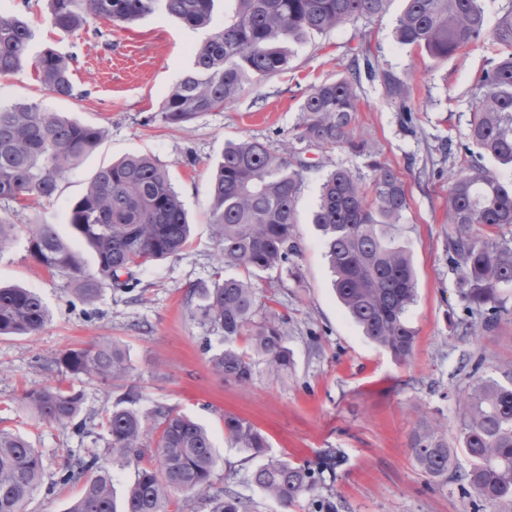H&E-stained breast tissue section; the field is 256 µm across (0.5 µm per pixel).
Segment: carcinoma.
Instances as JSON below:
<instances>
[{"label":"carcinoma","instance_id":"obj_1","mask_svg":"<svg viewBox=\"0 0 512 512\" xmlns=\"http://www.w3.org/2000/svg\"><path fill=\"white\" fill-rule=\"evenodd\" d=\"M233 17L195 50L192 67L175 83L160 107L163 122L177 125L206 112H218L235 100L244 85L288 67L295 48L312 33L335 29L353 17L377 18L391 0H235ZM395 28L396 41L436 59H448L485 40L504 48L485 69L473 92L468 143L459 149L470 160L448 179V223L454 225L449 259L455 266L461 298L479 322L464 321L470 335L493 331L509 314L502 290L512 287V181H502L482 163L488 158L512 169V11L488 31L482 0H404ZM214 0H48L51 26L71 34L95 19L130 24L162 6L189 27L212 21ZM33 34L21 16H0V77L27 61ZM41 82L55 95L71 97L70 59L47 48L35 60ZM388 94L406 104L410 85L387 73ZM359 67L326 80L306 95L303 123L294 138L324 148H356ZM93 126L44 112L36 102L0 106V200L22 204L55 196L66 173L100 144ZM310 165L293 154L270 150L250 140H231L213 164L211 224L220 262L210 281L192 286L197 302L191 317L222 335L224 348L206 345L212 371L239 384L252 381L256 367L271 375L288 370L285 318L267 312L252 279L294 274L297 254V200ZM409 209L405 184L389 164L374 160L369 183L346 167L327 173L314 212L334 277L336 295L364 336L396 359L412 356L416 331L408 320L417 280L410 253L387 238L382 226L401 223ZM76 238L97 256V269H83L74 247L52 224H34L31 253L48 272L65 271L77 283L74 294L85 302L104 287L134 288L133 269L174 257L189 247L190 224L169 172L155 159L128 155L100 168L86 193L69 208ZM241 268L245 277L224 275V266ZM49 321L37 292L0 286V335L25 336ZM246 337L250 351L236 341ZM63 375H87L103 383L124 377L126 352L99 342L71 349L55 359ZM26 405L49 424L86 426L76 421L84 393L60 380L24 394ZM129 390L102 417L101 428L112 452L134 466V480L117 501L112 474L92 455L67 459L51 487L82 483L67 512H168L177 494L212 487L218 459L208 429L185 415L158 407L142 414ZM224 434L263 462L252 482L270 499L292 506L314 495L333 474L336 456L324 455L313 467L267 455L266 436L244 419L224 415ZM415 464L430 479L458 481L480 501L512 499V379L503 384L479 376L469 385L460 417L458 446L447 431L425 421L409 442ZM466 463H461L459 455ZM41 454L22 436L0 429V512H27L41 485ZM253 502L230 489L211 497L212 512H251Z\"/></svg>","mask_w":512,"mask_h":512}]
</instances>
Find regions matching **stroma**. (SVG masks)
Segmentation results:
<instances>
[{
  "mask_svg": "<svg viewBox=\"0 0 512 512\" xmlns=\"http://www.w3.org/2000/svg\"><path fill=\"white\" fill-rule=\"evenodd\" d=\"M402 9L393 0L383 16L357 18L298 47L286 70L255 81L223 111L179 125L158 111L192 64L191 50L223 27L234 0H215L213 21L192 28L165 9L119 28L104 20L64 35L51 27L48 0H0V13L18 14L33 29L32 52L52 48L72 56L74 95L45 90L31 65L0 78V105L36 102L62 118L99 128L101 144L60 183L56 196L21 208L0 201V216L14 233L0 249V283L34 289L50 310L49 322L30 336H0V422L25 436L40 452L46 477L70 456L98 455L124 492L134 469L123 464L98 432L44 422L22 400L25 391L54 384L52 361L68 350L108 340L127 353L128 374L112 384L72 377L85 393L84 414L104 416L127 388L137 407L162 406L187 414L210 432L218 457L215 486L251 500L254 512H315L310 498L285 507L266 498L248 479L257 462L224 434V417L236 415L267 437L269 452L315 460L331 451L338 465L319 495L331 512H512V502L471 505L459 484L431 481L414 463L409 439L417 425L440 419L457 440L460 413L472 372L506 381L512 372V314L495 331L464 335L465 304L448 261V177L460 170L472 112V92L498 52L492 41L436 60L401 47L394 29ZM370 58L377 77L362 79L356 126L382 161L401 175L409 208L395 233L410 253L417 295L408 319L417 332L414 354L400 362L366 338L338 302L312 224L326 173L334 166L368 176V155L345 147L324 150L293 139L303 121L300 105L312 86L347 73L354 59ZM391 72L414 88L413 129L402 122L400 103L381 79ZM240 138L271 150L291 151L311 162L297 201L296 276L260 281L258 295L284 315L292 365L279 377L257 370L250 383L221 380L202 347L222 348L218 333L192 320V285L209 279L218 248L210 223L212 163L225 141ZM147 154L165 165L192 226V243L181 255L148 263L134 272L135 287L104 289L92 302L75 298L71 277L47 273L32 257L27 228L54 225L73 240L68 208L84 194L94 173L128 154Z\"/></svg>",
  "mask_w": 512,
  "mask_h": 512,
  "instance_id": "stroma-1",
  "label": "stroma"
}]
</instances>
